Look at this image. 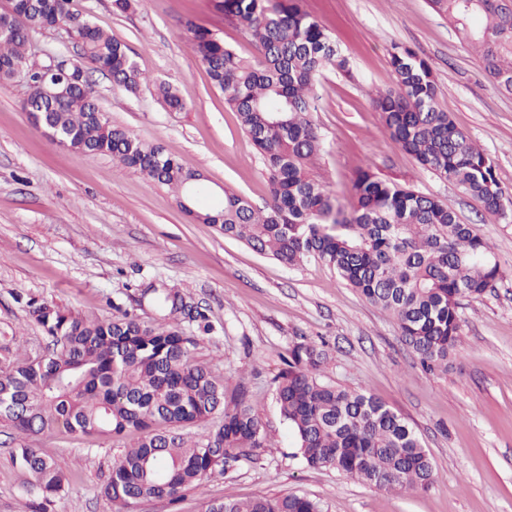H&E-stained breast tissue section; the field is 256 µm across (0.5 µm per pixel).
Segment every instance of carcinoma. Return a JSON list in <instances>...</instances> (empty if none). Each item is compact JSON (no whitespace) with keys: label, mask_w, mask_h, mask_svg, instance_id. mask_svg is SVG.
<instances>
[{"label":"carcinoma","mask_w":512,"mask_h":512,"mask_svg":"<svg viewBox=\"0 0 512 512\" xmlns=\"http://www.w3.org/2000/svg\"><path fill=\"white\" fill-rule=\"evenodd\" d=\"M464 40L474 43L487 75L512 91V0H431ZM260 52L257 63L238 56L209 30L190 26L197 56L224 102L263 158L270 201L253 206L224 190L216 208L186 211L199 224L290 266L321 261L398 322L402 339L423 368H448L456 346L461 300L481 298L501 276L489 242L439 199L362 170L350 210L305 172L321 142L310 119L314 81L326 68L346 70L330 32L297 0H215ZM63 23L80 44L79 59L117 87L135 90L141 72L126 45L93 25L73 0H5L0 5V86L25 67L29 86L45 71L33 67L29 34ZM390 65L397 88L371 93L392 141L433 174L504 214L501 187L490 159L437 107L428 62L396 47ZM53 99L28 94L24 109L34 124L66 133L68 147L106 155L181 197L190 184L183 166L162 146L114 126L95 100L88 74ZM157 307L185 311L175 293L154 297ZM32 319L51 339L39 358L0 359V422L22 435L12 454L30 512H46L68 481L54 460L27 440L56 428L81 436L131 435L134 443L114 462L101 495L113 512L166 500L236 468L267 447L261 422L243 395L226 397L224 384L191 360L192 339L178 324L147 326L124 312L108 320L26 301ZM326 359L316 343L295 345L275 379V400L312 469L332 467L387 490L429 489L435 469L405 419L381 399L318 376ZM222 415L207 436L183 428ZM205 512H322L305 495L222 500Z\"/></svg>","instance_id":"obj_1"}]
</instances>
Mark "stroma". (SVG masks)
Wrapping results in <instances>:
<instances>
[{
	"label": "stroma",
	"mask_w": 512,
	"mask_h": 512,
	"mask_svg": "<svg viewBox=\"0 0 512 512\" xmlns=\"http://www.w3.org/2000/svg\"><path fill=\"white\" fill-rule=\"evenodd\" d=\"M76 0L83 13L122 40L143 80L136 91L91 73L112 125L161 144L184 168L201 173L213 201L233 190L257 206L269 198L265 165L224 103L191 44L188 24L209 29L238 56L259 53L214 0ZM334 34L347 71L316 78L311 120L321 151L308 171L343 207L358 172L371 168L451 205L493 246L503 272L494 288L464 301L448 367L420 365L393 316L370 303L323 263L290 268L198 224L173 192L139 171L59 146L36 128L23 105L28 86L0 88V336L20 357L42 354L47 337L16 295L109 319L124 309L146 325L162 321L145 288L175 289L211 326L180 319L192 357L227 394L245 393L258 412L268 450L205 480L175 504L146 502L135 512H204L208 503L257 495L305 494L324 512H512V210L491 216L449 181L390 139L370 93L395 88L393 45L430 64L438 107L493 162L505 201H512V93L484 71L429 0H298ZM184 103L169 107L159 85ZM325 340L322 380L374 394L401 414L427 449L436 481L425 491L367 485L333 468L311 469L274 400V377L289 349ZM127 438H79L63 430L38 445L70 478L49 512H111L100 490ZM20 441L0 423V512H27L12 454Z\"/></svg>",
	"instance_id": "35a3bbf8"
}]
</instances>
